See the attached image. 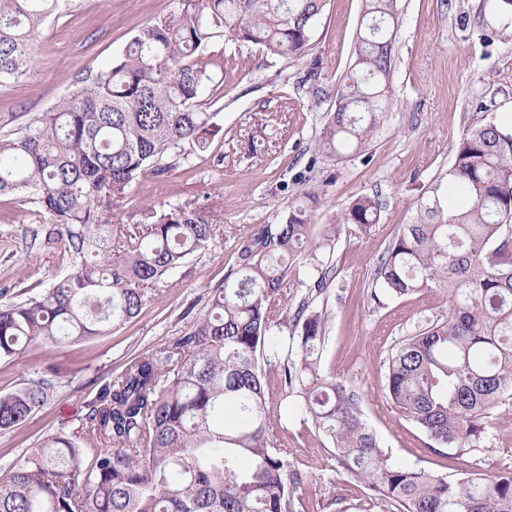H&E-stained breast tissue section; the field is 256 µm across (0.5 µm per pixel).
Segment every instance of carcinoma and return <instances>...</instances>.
<instances>
[{"instance_id": "carcinoma-1", "label": "carcinoma", "mask_w": 512, "mask_h": 512, "mask_svg": "<svg viewBox=\"0 0 512 512\" xmlns=\"http://www.w3.org/2000/svg\"><path fill=\"white\" fill-rule=\"evenodd\" d=\"M66 0H0V81L30 71L34 32ZM324 0H177L140 28L122 56L79 80L49 112L0 137V196L37 206L45 240L70 265L44 291L0 305V358L34 342H82L139 315L152 291L216 232L200 212L160 204L129 232L106 217L167 154L207 151L219 125L208 111L216 39L304 56ZM397 0H364L354 63L328 113L319 148L362 152L392 107ZM320 195L305 190L283 222L240 248V264L211 290L186 335L130 360L87 405L82 423L0 461V512H303L299 470L273 441L262 365L279 361L282 401L334 448L324 470L363 496L358 512H512V471L455 480L390 460L362 412L363 395L321 367L327 311L313 307L335 278L319 258L343 230L379 223L376 197L355 199L320 227ZM512 127L469 128L448 180L419 199L378 258L372 298L424 290L448 311L388 357L386 396L428 440L459 455L481 451L491 417L512 400ZM313 263L293 315L288 259ZM287 335L275 337L273 328ZM40 375L0 394V431L24 425L52 396Z\"/></svg>"}]
</instances>
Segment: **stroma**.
Returning <instances> with one entry per match:
<instances>
[{
  "label": "stroma",
  "instance_id": "35a3bbf8",
  "mask_svg": "<svg viewBox=\"0 0 512 512\" xmlns=\"http://www.w3.org/2000/svg\"><path fill=\"white\" fill-rule=\"evenodd\" d=\"M175 0H70L48 18L35 39L28 76L0 85V136L47 111L78 78L116 60L147 22ZM399 35L393 56V105L363 152L323 153L319 146L336 90L352 63L362 0H326L309 51L298 59L271 56L261 46L218 40L207 49L223 62L214 93L220 132L209 150L189 154L162 175L136 186L113 205L112 221L135 224L157 203L186 204L216 224L215 239L196 252L121 328L79 344L36 343L0 360V392H9L46 366L58 371L53 400L23 426L0 432V458L16 459L61 428L77 426L101 386L139 354L187 334L204 313L212 289L238 266L241 244L259 227L281 222L295 195L321 192L316 223L356 197L379 196L373 233H341L334 249L336 278L329 287L324 370L350 380L364 396L363 413L391 461L456 478L512 468V406L502 408L478 455H439L424 445L382 390L384 363L395 343L446 307L432 292L384 301L371 298L373 269L389 240L411 223L424 192L446 179L462 134L483 120L512 118V13L499 0H398ZM318 69L324 93L314 99L308 75ZM33 205L0 198V299L16 301L65 275L60 245L31 237ZM274 439L291 449L304 470L306 512L337 498L344 480L317 461L326 439L296 416L285 415L278 368L266 367Z\"/></svg>",
  "mask_w": 512,
  "mask_h": 512
}]
</instances>
